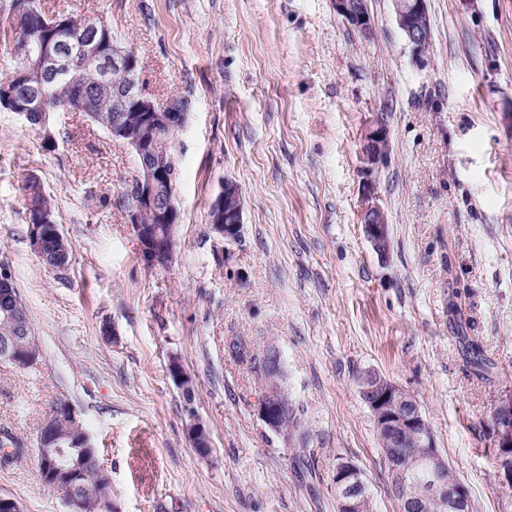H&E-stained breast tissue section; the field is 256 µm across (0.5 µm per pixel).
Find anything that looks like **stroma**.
Listing matches in <instances>:
<instances>
[{"instance_id": "35a3bbf8", "label": "stroma", "mask_w": 512, "mask_h": 512, "mask_svg": "<svg viewBox=\"0 0 512 512\" xmlns=\"http://www.w3.org/2000/svg\"><path fill=\"white\" fill-rule=\"evenodd\" d=\"M367 4L369 40L332 0H40L50 15L107 20L145 91L189 109L173 139L178 246L165 269L145 264L131 230L130 147L82 112L40 128L0 109V262L40 349L33 368L0 363V439L22 448L0 459V494L22 512H65L37 463L59 400L90 433L119 512H337L343 460L373 512H399L357 389L368 370L417 399L473 512H512L491 422L512 393V0H429L419 59L391 0ZM377 122L388 159L369 172L362 135ZM32 176L72 248L67 270L30 249ZM228 180L243 203L231 239L209 221ZM369 181L390 227L384 257L363 233ZM236 338L248 356L231 353ZM472 341L486 369L469 363ZM269 349L308 437L258 414ZM175 357L210 431L205 458L186 436Z\"/></svg>"}]
</instances>
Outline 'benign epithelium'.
<instances>
[{"mask_svg":"<svg viewBox=\"0 0 512 512\" xmlns=\"http://www.w3.org/2000/svg\"><path fill=\"white\" fill-rule=\"evenodd\" d=\"M336 14L362 37L373 34V25L367 0H332ZM396 23L419 58L431 42V23L428 0H391ZM19 26L13 42L14 52L24 67L13 79L0 86V105L16 111L30 124L44 126L52 112H67L70 105L51 106L48 103L47 84L57 78L60 65L59 43L67 37L75 46L73 59L79 64L70 65L69 82L76 88L83 87V71L97 72L96 85L100 92L112 96V139L133 147L138 158V172L128 188L129 213L132 231L140 246L141 254L151 267H167L174 253L167 250L158 229L152 224H143L140 215L153 211L157 223L176 226L179 212L174 201L162 209L158 202L164 191L171 190L174 165L162 146L160 131H177L182 128L187 114L188 101L177 95L165 100L148 96L143 89L137 55L130 48L112 45L104 49L102 31L105 22L90 19L72 23L57 19L41 25L36 12L28 7L18 11ZM44 27L38 36L31 30ZM39 73L37 87L29 84L26 66ZM112 70L121 75L114 80L105 74ZM361 152L365 167L373 169L385 161L388 154V132L380 124L367 128L362 136ZM213 230L224 238L236 236L243 221V205L238 186L226 181L213 200L210 208ZM363 232L375 251L384 255L389 250V224L384 209L377 200L374 187H364L362 207ZM29 244L31 250L54 270H64L71 260L65 247L63 233L58 224H32ZM17 288L7 265L0 263V307L15 330L13 336L0 337V361L22 367L35 360L26 343L30 326L27 311L12 304ZM168 373L174 384L187 398L188 423L186 434L193 448L203 457L210 453V434L199 420L188 394L194 392L188 373L180 362L170 363ZM358 392L369 408L375 421L377 434L388 448L385 458L393 460L390 469L393 475L392 492L402 501L407 512H428L427 502L432 497H441L446 512H460L469 501L468 491L459 484L452 491L444 488L439 480L440 472L448 466L447 459L436 447L434 436L425 420L418 402L391 380L375 371H367L358 382ZM258 413L266 426L276 434L285 435L288 409L280 397L266 393L258 404ZM493 438L499 448V478L512 484V395L503 397L493 411ZM61 422L80 424L75 409L68 402H58L40 423L37 440L41 457L40 476L44 484L55 490L63 499L67 512H85L81 497L80 476L82 461L96 452L89 434L83 432L74 438L70 446L77 452L67 456L60 448L56 433ZM415 431L419 434V447L425 449L423 460L429 478L421 484L408 481L394 464L400 455L401 437ZM336 484L337 512H366L368 492L363 490L365 482L359 468L351 461L337 464L334 474Z\"/></svg>","mask_w":512,"mask_h":512,"instance_id":"7a95c632","label":"benign epithelium"}]
</instances>
